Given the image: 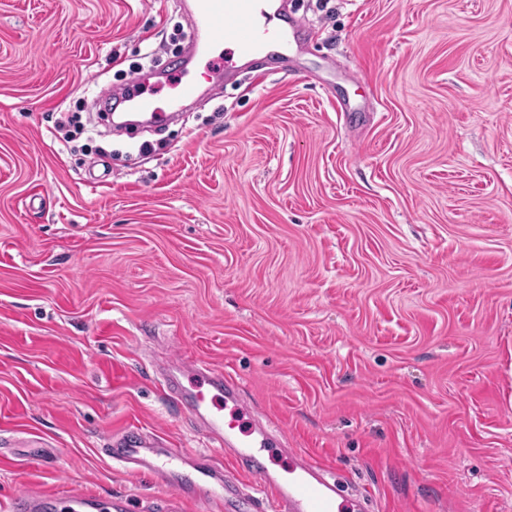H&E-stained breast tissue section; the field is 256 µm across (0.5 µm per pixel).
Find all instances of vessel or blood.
<instances>
[{
  "label": "vessel or blood",
  "mask_w": 512,
  "mask_h": 512,
  "mask_svg": "<svg viewBox=\"0 0 512 512\" xmlns=\"http://www.w3.org/2000/svg\"><path fill=\"white\" fill-rule=\"evenodd\" d=\"M265 17L261 0H192L191 51L173 67L172 97L162 102L154 99L152 90L136 77L124 98L126 111L143 114L155 125L168 122L175 112L201 96L196 69L199 56L207 50L233 46L232 56L224 61V71L229 74L239 61L272 56L284 46L299 48L304 28L301 18H290L287 27L278 28L269 26ZM180 368L187 383L165 377V394L184 401L207 437L222 447L225 455L247 462L248 467L243 472L220 468L209 459L190 457L186 449L136 426L110 434L105 451L128 475H147L176 491L169 512H180L187 501L204 502L210 512L253 505L254 499L242 483L246 475L266 494L270 512H366V499L344 494L340 477L319 463L292 452L285 466L267 465L265 454L274 439L263 432L253 407L242 398L239 384L222 370L193 359L181 360ZM124 507L122 499L107 501L80 490L30 489L12 500L14 512H123Z\"/></svg>",
  "instance_id": "1"
}]
</instances>
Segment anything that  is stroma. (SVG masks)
Listing matches in <instances>:
<instances>
[{
    "label": "stroma",
    "instance_id": "1",
    "mask_svg": "<svg viewBox=\"0 0 512 512\" xmlns=\"http://www.w3.org/2000/svg\"><path fill=\"white\" fill-rule=\"evenodd\" d=\"M288 3L263 83L91 135L186 50L184 0H0V512H167L103 452L131 424L234 467L164 394L179 357L368 512H512V0ZM11 508L15 512H110L112 508L125 510L126 506L122 499L106 501L80 490L58 493L29 489L13 498Z\"/></svg>",
    "mask_w": 512,
    "mask_h": 512
}]
</instances>
